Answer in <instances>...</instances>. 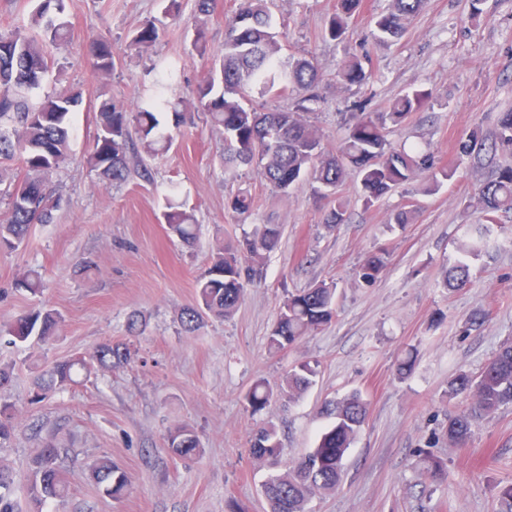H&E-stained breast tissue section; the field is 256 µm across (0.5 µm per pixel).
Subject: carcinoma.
Returning a JSON list of instances; mask_svg holds the SVG:
<instances>
[{"mask_svg": "<svg viewBox=\"0 0 512 512\" xmlns=\"http://www.w3.org/2000/svg\"><path fill=\"white\" fill-rule=\"evenodd\" d=\"M425 3L426 0H391L388 11L372 19L375 39L388 43L402 36ZM362 5L363 0H336L323 38L343 40L349 20L360 12ZM65 8V0H40L31 17V26L40 32L38 38L19 30L0 35V160L17 157L26 171L23 178L15 181L8 207L0 215V251L18 249L34 225L53 223L60 208L61 198L44 181V176L59 169L69 157L72 117L82 104V96L65 88L35 104L28 99L51 68V56L45 47L62 45L68 40L70 25L64 18ZM213 10L214 0H195L192 47L201 57L209 52L206 30ZM158 38V29L149 20L137 30L132 45L146 51ZM282 51L283 45L272 25L269 0H238L225 30L219 65L209 70L194 91L198 108L206 112L214 128L224 133V162L259 167L265 179L284 195L301 180L309 179L316 200L328 201L322 213L324 224L345 221L346 202L338 194V187L352 174L360 177L367 207L393 189L423 176L433 190L456 174L454 167L435 165L429 150L420 146L396 149L387 139L388 125L402 124L409 114L426 104L430 93L421 89L396 98L387 112L372 114L364 111L363 104H356L345 141L336 152H325L318 130L302 118V113L316 111V105L321 103L316 92L320 81L317 67L306 56L285 61ZM86 54L95 75L105 77L112 72L114 55L108 41L90 40ZM179 67V61L170 62L157 81L156 92L141 99L133 112L108 100L100 102L93 146L86 163L101 180H127L128 150L135 137L152 155L172 146L173 136L160 128L159 115L171 113L176 128L185 123L184 113L170 105L164 94L165 86L177 75ZM369 78L362 61L355 56L348 57L336 73V82L343 86L364 85ZM274 90L297 95L295 109L259 111L255 99ZM508 147H512V112L501 114L492 139L475 130L459 150L478 164L485 156ZM477 202L482 222L470 225V235L459 245V257L444 280V287L452 291L469 285V259L490 247V226L498 223L499 214L512 211L511 164L499 167L478 188ZM252 206V196L246 188L238 190L227 202V207L239 217L249 215ZM162 219L168 235L187 248L196 245L198 224L184 204L167 199ZM281 239L282 225L257 224L238 244L220 247L212 265L197 280L195 303L182 313L185 331L195 332L206 315L220 319L232 316L246 286L262 278L264 261L279 247ZM386 260L384 250L368 254L360 265L359 279L366 283L375 281ZM41 286L40 273L35 269L24 272L15 282V288L31 294L39 292ZM334 311L335 288L331 285L320 283L289 294L268 336L269 348L280 351L293 345L330 323ZM61 324V315L51 309L26 312L1 325L0 338L7 336L12 344L31 338L47 344L58 335ZM144 327L143 320L133 315L127 322L125 340H106L77 358L55 362L35 377L33 400L40 402L51 393L65 390L95 370L131 362L137 355L134 342ZM315 376L314 367L301 363L288 373L279 394L290 396L303 390ZM273 395L266 381L259 380L249 389L246 399L252 410L258 412ZM458 395L469 397L471 404L448 418L447 432L449 441L463 447L468 444L477 419L512 404V344L502 347L479 375L460 372L451 377L448 397ZM325 412L333 422L322 432L317 446L288 470L270 474L263 482L262 492L270 512H306L314 495L333 491L339 485L346 453L366 420L367 404L354 392L327 404ZM14 429L11 406L0 403V440L8 439ZM167 447L173 456L184 461L195 459L201 452L198 436L185 426L169 431ZM251 449L257 461L278 456L281 443L277 427L268 424L258 428ZM59 458V449L47 447L33 460L30 512H43L45 507L66 499L68 485ZM91 475L110 498H121L130 490L126 470L109 459L96 461ZM12 486V478L0 469V512H18Z\"/></svg>", "mask_w": 512, "mask_h": 512, "instance_id": "1", "label": "carcinoma"}]
</instances>
